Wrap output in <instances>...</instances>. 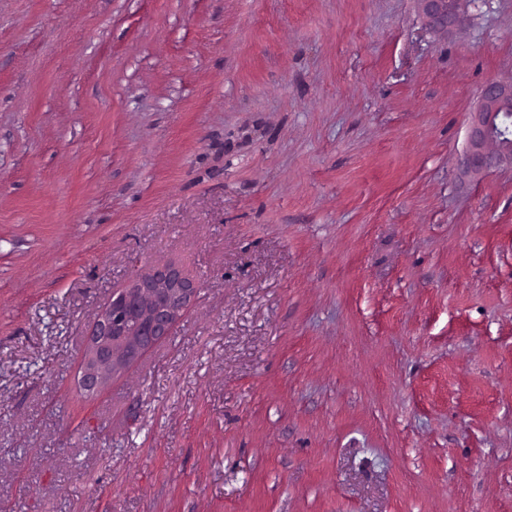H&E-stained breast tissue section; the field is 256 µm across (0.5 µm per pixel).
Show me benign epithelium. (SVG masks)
<instances>
[{
  "instance_id": "obj_1",
  "label": "benign epithelium",
  "mask_w": 512,
  "mask_h": 512,
  "mask_svg": "<svg viewBox=\"0 0 512 512\" xmlns=\"http://www.w3.org/2000/svg\"><path fill=\"white\" fill-rule=\"evenodd\" d=\"M466 0H418L426 24L449 31L455 25ZM512 102V81L489 80L481 89L470 113L466 146L460 161L464 178H477L504 167L512 168V144L501 139L500 112ZM194 284L176 268L158 269L136 277L112 299L97 317L87 339L82 384L93 391L119 365L135 359L163 338L196 297Z\"/></svg>"
}]
</instances>
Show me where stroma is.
Masks as SVG:
<instances>
[{
  "mask_svg": "<svg viewBox=\"0 0 512 512\" xmlns=\"http://www.w3.org/2000/svg\"><path fill=\"white\" fill-rule=\"evenodd\" d=\"M508 78L512 0H0V512H512V169L459 170ZM466 0H418L426 24L435 30L449 31L455 25ZM196 293L194 284L176 268L136 277L93 325L86 345L83 387L94 391L116 367L170 336ZM133 320L136 325L128 331Z\"/></svg>",
  "mask_w": 512,
  "mask_h": 512,
  "instance_id": "obj_1",
  "label": "stroma"
}]
</instances>
